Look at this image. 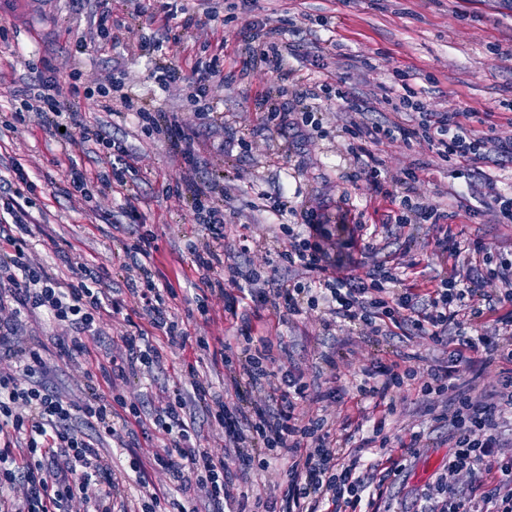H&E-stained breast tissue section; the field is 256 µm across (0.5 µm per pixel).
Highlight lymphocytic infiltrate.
<instances>
[{
  "mask_svg": "<svg viewBox=\"0 0 512 512\" xmlns=\"http://www.w3.org/2000/svg\"><path fill=\"white\" fill-rule=\"evenodd\" d=\"M79 72L68 84L51 78L40 90L23 99L13 114L16 122L36 112L63 127L65 115L57 97H78ZM105 102H120L139 119L143 128L164 135L183 162V180L192 192L193 210L207 235L190 244L191 263L201 275L203 290L221 298L226 288L240 291L258 307L285 309L287 315L322 309L326 324H340L351 331L384 334L387 327L449 346L446 364L426 371L397 363L367 370L358 388L360 399L386 398L405 383L419 381L422 396L445 397L432 417L447 428L454 451L443 477L425 495L420 512H512V457L501 454L502 423L512 413V336L500 338L481 331V320L496 314L497 324L512 328V259L493 257L480 240L461 244L452 234L437 238V252L454 263L446 276L424 292L405 286L396 267L377 260L378 248L366 242L362 251L373 263L361 275L337 271L330 258L328 232L315 213L305 215L303 231L283 224L272 242L263 244L247 235L229 237L224 224V199L229 189L220 182L194 178L198 155L191 127L167 112H153L124 83L97 86ZM394 114L383 125L350 122L346 128L349 150L361 164L368 191L397 205V227L442 224L449 214L438 207L413 201L418 183L427 178L425 166L389 175L373 148L383 141L404 144L423 141L445 162L470 171L489 154L512 157V117L507 131L489 125L483 134L467 129L471 110L434 112L422 100L403 94L387 97ZM413 115V124L403 121ZM83 137L94 140L112 160L113 180L126 184L138 170V157L123 143L87 128ZM12 196L0 201V336L14 334L23 317L43 314L64 332L63 354L87 352L102 317H117L119 302L110 299L102 285L110 273L125 279L128 291L148 317L147 327L121 331L122 353L111 355L97 370H83L84 381L101 373L111 390L109 398L91 394L81 401L65 400L46 389L40 377L46 363L39 351L17 343L12 364L0 365V512H199L197 498L208 502L209 512H224L229 499L231 473L222 455L201 442L197 413H204L213 427L224 433L226 448L236 449L248 465L268 468L272 456L288 460L286 489L280 502L256 498L252 512H321L331 503L356 512L368 489L382 490L404 467L407 457L421 447L422 433L402 443L400 457L384 462L363 461V449L386 447L384 421H376L368 435L355 445L332 437L325 416L300 414L298 405L308 397L309 385L301 373L288 368L271 371L272 341L245 331L237 336V357H225L224 366L234 389L245 390L241 404L230 407L210 399L211 383L197 367H190L186 381L165 391L153 418L152 429L163 446L150 461L132 456L127 467L117 468L101 456L98 445L106 439L122 440V425L142 424L139 405L130 400L124 384L136 369H150L162 361L153 344L155 333L169 342L209 351L207 338L190 335L168 313L167 303L177 292L161 287L152 269L155 237L145 233L124 245L123 261L115 269L87 270L62 280L35 261L28 248L31 232L29 209L36 185L23 166L12 169ZM265 251L266 266H243L241 256ZM300 270L292 280L288 271ZM506 362L493 393L469 387L459 391L455 382L458 364L477 368L493 360ZM80 426H72V419ZM94 435L86 437L82 429ZM484 476L492 488L473 494L463 478Z\"/></svg>",
  "mask_w": 512,
  "mask_h": 512,
  "instance_id": "f902f5d3",
  "label": "lymphocytic infiltrate"
}]
</instances>
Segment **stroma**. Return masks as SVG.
Masks as SVG:
<instances>
[{"instance_id":"35a3bbf8","label":"stroma","mask_w":512,"mask_h":512,"mask_svg":"<svg viewBox=\"0 0 512 512\" xmlns=\"http://www.w3.org/2000/svg\"><path fill=\"white\" fill-rule=\"evenodd\" d=\"M235 0H193L196 25L178 30L169 39L163 18L175 0H0V26L8 32L0 40V118L9 119L15 106L36 83L45 67L67 79L72 69L86 79L105 81L127 74L131 85L152 109L170 113L196 111L194 86L200 63L216 59L221 76L211 82L207 102L223 112V124L197 122L194 137L206 143L207 151L197 168L196 180L211 179L216 167L233 180L231 200L224 204L229 224L243 227L257 239L271 238L278 225L302 222L310 208L321 213L335 235L332 256L337 268L363 273L358 250L348 248V226L388 223L390 203L370 197L354 176L360 166L343 148L340 133L349 118L348 103L362 105V121L369 126L390 119L380 99L383 88L399 89L408 83L429 108L450 112L467 107L476 112H500V103L512 98V0H254L251 10L235 7ZM114 19L128 22L120 30L118 45L99 50H78L79 38L91 37L94 19L103 10ZM252 20L265 21L279 29L284 43L292 45L293 67L323 57V68L310 65L311 83L329 82L346 94L345 100L311 101L302 85L280 79L250 51L241 35ZM151 34L168 51L166 62L179 71L180 79L161 88L152 70L161 58L140 54L142 34ZM500 53H493V46ZM284 113V120L263 122L258 113L261 96ZM62 111L72 112L76 124H97L112 139L126 143L145 161L126 187L112 188L108 198L94 204L75 197L67 177L70 165L92 177L91 191L100 184L95 177L108 171L107 158L93 143L68 145L45 122L30 115L10 131L0 127V197L11 195L6 175L22 163L38 185L32 208L30 246L45 269L58 277H71L81 269L111 267L114 253L137 236L144 226L156 237L153 270L159 283L172 285L178 293L171 312L191 333L208 337L211 351L223 348L226 337L250 327L253 335L270 337L276 364L301 368L312 387L336 386L335 402L327 403L329 428L336 437L354 432L349 418L355 411L365 417L378 415L374 401L356 405L352 393L363 367L401 361L415 353L422 365L443 358L442 349L418 336L346 335L326 331L315 316L280 320L270 310L255 309L250 300L237 303L229 314L223 302H215L207 317H200L188 301L200 284V275L189 267L186 245L202 237L188 200L170 198L163 185H179L180 162L162 135H145L135 115L104 111L98 99L72 102L61 96ZM315 111L316 126H305L301 115ZM375 152L390 172L415 161L432 163L433 170L418 192L441 209L453 212L449 225L458 239H481L497 251L512 253V224L496 223L486 214L485 183L494 180L501 192H512V158L494 156L479 162L475 178H458L452 169L439 165L427 145L405 146L384 142ZM285 194L291 201L287 211L276 214L256 210L258 195ZM350 194L348 214L337 209L341 194ZM134 207L142 217L134 224L126 214ZM481 208L478 217L469 208ZM436 227L411 224L394 228L385 244L389 253L419 263L418 283L426 284L445 275L446 261L435 255ZM25 342L39 350L50 372L47 386L76 400L88 391L107 395L102 378L86 387L73 364L94 367L106 360L117 337L116 323L103 318L99 333L88 344V354L77 361L61 357L59 331L46 316L25 318L19 327ZM163 360L151 373L131 375L126 393L145 414L155 412L162 388H169L188 373L197 358L194 350L162 343ZM395 411L386 421L390 446L386 453L398 456L400 444L411 432L431 429L427 447L418 449L400 482L392 490L394 512H412L423 489L444 473L450 451L447 429H432L421 397L412 386L392 395ZM236 491L249 497L281 495L288 461L272 460L269 470L247 468L231 461Z\"/></svg>"}]
</instances>
